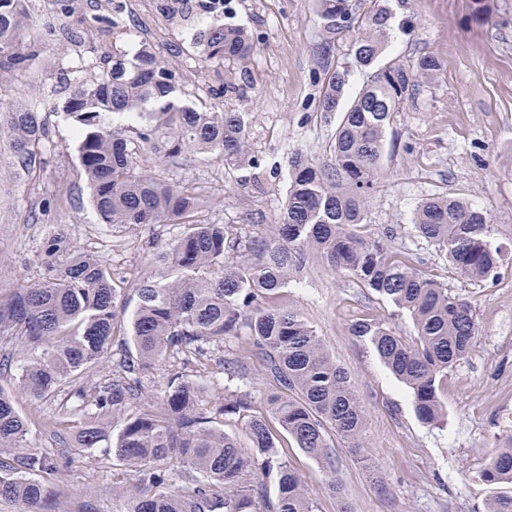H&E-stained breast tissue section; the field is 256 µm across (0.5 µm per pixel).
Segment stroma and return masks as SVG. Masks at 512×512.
<instances>
[{"instance_id":"obj_1","label":"stroma","mask_w":512,"mask_h":512,"mask_svg":"<svg viewBox=\"0 0 512 512\" xmlns=\"http://www.w3.org/2000/svg\"><path fill=\"white\" fill-rule=\"evenodd\" d=\"M388 4L393 19L385 57L412 62L433 54L442 70L395 115L363 233L379 238L393 231L395 246L409 263L470 301L478 330L468 356L438 378L444 417L424 424L405 385L368 342L350 332L354 322L373 318L412 344L417 336L409 316L353 279L308 263L277 302L299 309L347 372L365 414L367 453L357 455L333 438L344 489L339 501L319 463L293 444L283 449L316 512H338L343 502L351 512H484L495 495L512 494V486L490 485L480 477L490 458L512 444V0H490L485 23L474 21L471 0ZM75 6L63 19L57 0H29L26 37L36 42L39 55L27 71L10 73L0 86V110L35 104L49 123L43 171L16 178L7 153L0 152V287L41 279L48 262L43 243L61 228L74 250L102 260L120 289L118 308L130 311L137 303V282L153 269L156 243L176 239L181 229L167 224L123 235L98 221L80 168L78 138L60 117L59 82L75 55L93 46L108 54L124 45L133 51L150 45L185 76L197 104L245 113L248 144L260 168L240 174L214 155L161 167L147 154L142 166L161 170L170 181L202 187L208 216L257 235L281 217L291 157L313 162L326 157L339 116L319 111L320 90L336 68L349 66L357 32H327L313 0H232L226 20L248 30L256 51L246 64H219L194 51L182 22L143 0H107L101 10L114 24L103 29H85L87 0H76ZM59 26L83 31L82 41L44 39L46 28ZM325 43L331 46L326 56ZM436 196L466 199L492 217L494 242L505 250L495 278H461L444 254L416 237L413 212ZM34 214L35 224L29 221ZM36 356L32 349L13 351L12 370L0 378V387L12 392L16 409L29 422L28 446L49 452L57 462L68 512H128L127 499L112 492L113 485L131 480L128 467L113 460L106 447L75 456L50 436L59 414H66L70 427L82 422L77 395L35 400L16 392L15 370ZM222 358L245 367L241 386L255 410L265 411L273 380L252 358L246 340L234 338L214 349L207 368L192 362L182 368L202 386L206 406L224 399ZM374 472L383 485L373 483Z\"/></svg>"}]
</instances>
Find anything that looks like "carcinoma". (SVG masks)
<instances>
[{"mask_svg": "<svg viewBox=\"0 0 512 512\" xmlns=\"http://www.w3.org/2000/svg\"><path fill=\"white\" fill-rule=\"evenodd\" d=\"M27 0H0V71H19L38 56L24 44ZM324 26L356 28L354 64L363 84L341 107L348 70L334 71L319 101L322 112H339L327 161H291L280 222L252 236L234 224L205 216L202 191L144 170L137 159L152 154L164 164L191 154H218L231 171L260 167L249 152L245 113L207 110L188 99L183 77L151 48L130 59L103 55L98 76L70 88L62 116L79 138V162L102 224L136 229L175 224L181 235L157 258L154 273L140 280L128 336L136 356L123 359L113 376L94 386L88 418L72 448H97L112 434V456L131 468L135 482L129 512H315L301 474L278 450L286 433L305 456L330 473L328 489L343 500L336 477L334 431L363 453L365 418L347 374L294 308L273 300L293 271L311 259L352 278L411 318L417 341L405 343L372 319L351 326L367 340L390 372L409 389L418 419L433 424L442 414L437 377L465 359L477 332L469 301L402 261L391 239L360 232L396 112L421 80L441 69L437 56L415 62L382 61L391 11L385 0L354 13L348 0H317ZM191 45L206 58L243 63L254 52L243 27L202 24ZM18 176L43 168L46 119L30 107L0 113ZM418 237L445 253L457 272L482 282L500 267L502 250L492 242V219L459 198L432 197L412 218ZM45 254L59 257L42 281L0 291V342L41 351L27 362L17 387L43 399L74 386L90 366L112 355L120 333L117 286L96 256L71 249L66 235L46 239ZM246 337L252 355L272 377L270 415L253 409L251 393L224 394L207 413L202 387L180 372L168 381L159 407L124 415L142 395V374L170 353L196 359L230 338ZM247 418L249 444L215 426L216 417ZM28 425L12 396L0 388V500L18 512H65L54 460L26 444ZM188 482L184 493L168 491L172 471ZM273 477L275 496L264 479ZM490 484H512V446L500 449L482 473Z\"/></svg>", "mask_w": 512, "mask_h": 512, "instance_id": "carcinoma-1", "label": "carcinoma"}]
</instances>
